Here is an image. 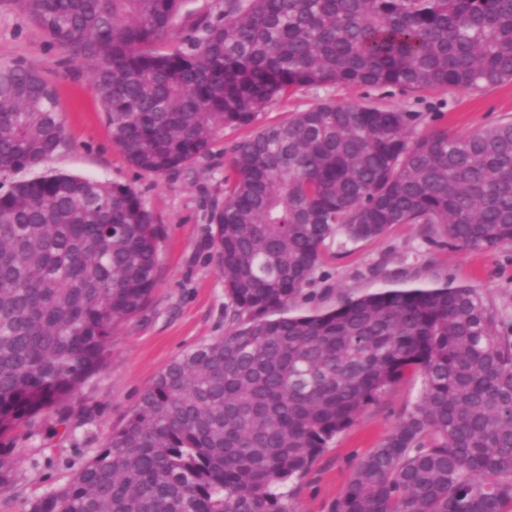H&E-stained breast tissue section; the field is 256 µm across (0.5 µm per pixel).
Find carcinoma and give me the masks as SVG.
<instances>
[{
	"instance_id": "obj_1",
	"label": "carcinoma",
	"mask_w": 512,
	"mask_h": 512,
	"mask_svg": "<svg viewBox=\"0 0 512 512\" xmlns=\"http://www.w3.org/2000/svg\"><path fill=\"white\" fill-rule=\"evenodd\" d=\"M185 0H25L97 87L134 168L175 175L226 125L301 88L406 92L512 80V0H218L169 42ZM416 115L323 103L234 149L211 245L234 330L173 360L124 423L29 512H290L284 488L406 374L419 402L355 466L336 512H512V333L476 289H390L270 317L342 234L441 229L461 250L512 245V120L412 133ZM66 145L55 92L0 63V173ZM158 229L121 184L65 174L0 192V490L5 442L73 411L112 331L148 302Z\"/></svg>"
}]
</instances>
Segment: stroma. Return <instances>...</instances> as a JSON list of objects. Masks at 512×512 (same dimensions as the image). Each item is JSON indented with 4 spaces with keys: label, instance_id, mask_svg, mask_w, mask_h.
<instances>
[{
    "label": "stroma",
    "instance_id": "35a3bbf8",
    "mask_svg": "<svg viewBox=\"0 0 512 512\" xmlns=\"http://www.w3.org/2000/svg\"><path fill=\"white\" fill-rule=\"evenodd\" d=\"M61 47L25 9L22 0H0V61L22 60L53 85L68 144L42 164L0 174V186L63 173L129 186L151 211L159 231L155 287L143 309L112 334L108 364L78 393L87 418L45 414L35 428L19 427L10 442L15 484L0 491V512H28L29 503L64 485L120 426L141 393L172 360L233 328L225 316L224 278L209 246L208 206L224 194L225 167L249 127L221 130L208 157L179 176L132 168L113 143L100 95L79 67L63 70ZM369 104L416 113L413 134L443 125L470 134L512 120V81L480 91L445 88L412 94L396 87L331 85L303 88L262 112L258 126L277 125L292 113L321 103ZM470 286L512 314V247L456 250L427 239L415 224L391 227L361 241L336 237L319 269L288 312L303 315L336 308L351 298L392 288ZM422 381L408 376L387 387L355 422L330 440L309 470L289 482L291 512H336L356 463L393 429L419 399Z\"/></svg>",
    "mask_w": 512,
    "mask_h": 512
}]
</instances>
